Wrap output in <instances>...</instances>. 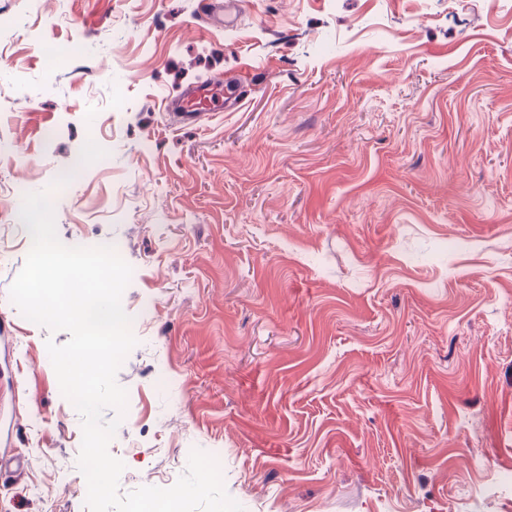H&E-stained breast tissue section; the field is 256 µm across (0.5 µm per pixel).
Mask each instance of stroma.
I'll return each instance as SVG.
<instances>
[{"instance_id": "1", "label": "stroma", "mask_w": 512, "mask_h": 512, "mask_svg": "<svg viewBox=\"0 0 512 512\" xmlns=\"http://www.w3.org/2000/svg\"><path fill=\"white\" fill-rule=\"evenodd\" d=\"M201 2L0 0V512H87L9 296L48 188L132 268L121 493L197 448L243 512H512V0ZM217 85L201 83L189 88L183 96L175 103L172 114L182 124H198L201 117L216 108L221 109L223 105L220 95H216L214 88Z\"/></svg>"}]
</instances>
